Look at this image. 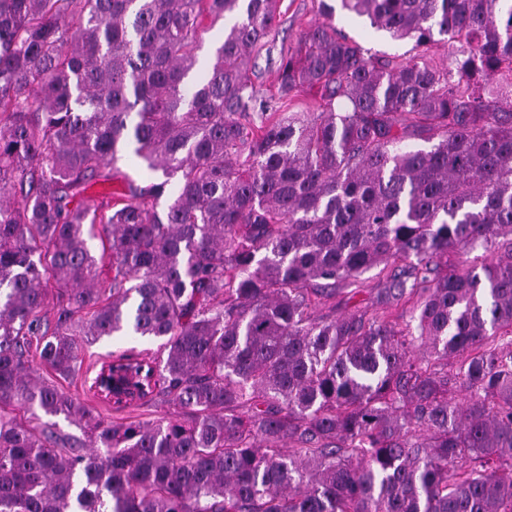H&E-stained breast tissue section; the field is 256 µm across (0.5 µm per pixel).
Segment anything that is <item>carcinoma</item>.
Instances as JSON below:
<instances>
[{"label": "carcinoma", "mask_w": 512, "mask_h": 512, "mask_svg": "<svg viewBox=\"0 0 512 512\" xmlns=\"http://www.w3.org/2000/svg\"><path fill=\"white\" fill-rule=\"evenodd\" d=\"M276 2L0 0V512H512V0H340L414 54L314 24L261 98ZM131 144L163 180L85 208ZM131 333L166 358L117 372L169 417L32 366ZM209 27L210 21H206ZM224 19H220L214 23L208 30L202 34L201 47L198 51L200 65H207L209 62V56L213 52V49L218 45L219 40L224 36ZM162 339H146V338H101L90 344L84 345V350L81 355V367L79 372L72 378L57 380L58 383L70 393L77 395L86 405L101 412L112 420L113 418H128L140 420L143 422H153L166 414L175 411L172 405L160 401H152L147 403H138L122 410L115 411L112 404L102 400L99 396L94 394V391L89 390L91 379L95 372L100 368L103 361L113 358L116 353L124 350L134 352H141L148 350L155 354V357L162 358L163 350L161 351ZM116 352V353H115Z\"/></svg>", "instance_id": "carcinoma-1"}]
</instances>
